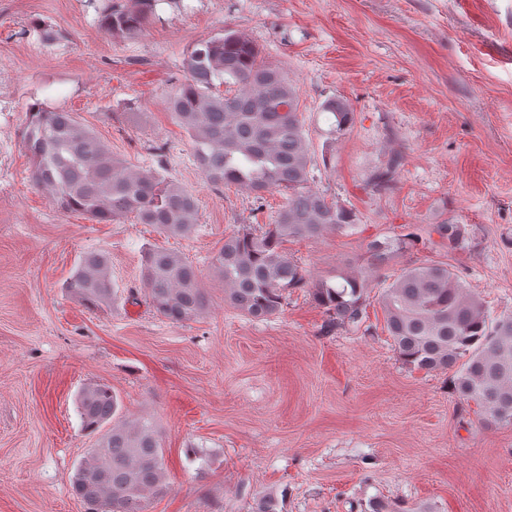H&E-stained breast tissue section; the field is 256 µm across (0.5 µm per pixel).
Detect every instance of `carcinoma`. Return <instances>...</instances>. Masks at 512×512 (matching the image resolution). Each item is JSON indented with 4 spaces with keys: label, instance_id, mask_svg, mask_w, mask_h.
<instances>
[{
    "label": "carcinoma",
    "instance_id": "obj_1",
    "mask_svg": "<svg viewBox=\"0 0 512 512\" xmlns=\"http://www.w3.org/2000/svg\"><path fill=\"white\" fill-rule=\"evenodd\" d=\"M155 2L88 0L101 29L126 39L138 37L154 22ZM183 67L186 79L165 104L190 136L207 182L216 188L234 185L257 202L272 190L286 195L274 223L260 233L243 225L213 256L211 265L224 280V303L248 318L266 320L282 311L290 292L305 289L328 316L325 333L363 324L373 277L419 238L401 234L372 240L357 273L338 275L334 282L313 279L283 244L355 224L350 211L311 186L312 159L296 84L234 30L197 41ZM219 85H233L235 93L213 92ZM322 111L333 116L334 135L354 124L355 112L342 97L326 99ZM23 145L33 160V186L50 194L60 210L80 212L97 224L132 214L166 237L185 238L195 231L196 198L167 176L162 152H156V166L133 168L72 113L47 110L38 102L28 107ZM400 160L393 156L374 176L373 189L391 187ZM430 233L450 253L465 247L463 224H433ZM140 285L154 311L173 324L208 312L197 267L174 251L145 248ZM64 288L88 308L111 307L119 295L110 254L93 250L82 255ZM380 304L404 365L451 371L461 403L479 406L484 421L512 423V315L490 318L485 301L462 285L448 263L435 261L402 268L384 288ZM78 411L82 429L97 440L74 473V494L87 512H147L150 499L170 491L154 421L123 415L112 387L101 383L81 389Z\"/></svg>",
    "mask_w": 512,
    "mask_h": 512
}]
</instances>
